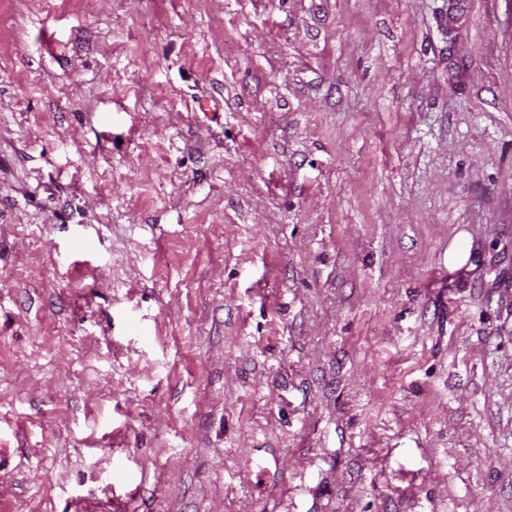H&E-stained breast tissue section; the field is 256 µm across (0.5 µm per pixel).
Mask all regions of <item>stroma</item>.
<instances>
[{"label":"stroma","mask_w":512,"mask_h":512,"mask_svg":"<svg viewBox=\"0 0 512 512\" xmlns=\"http://www.w3.org/2000/svg\"><path fill=\"white\" fill-rule=\"evenodd\" d=\"M0 512H512V0H0Z\"/></svg>","instance_id":"obj_1"}]
</instances>
